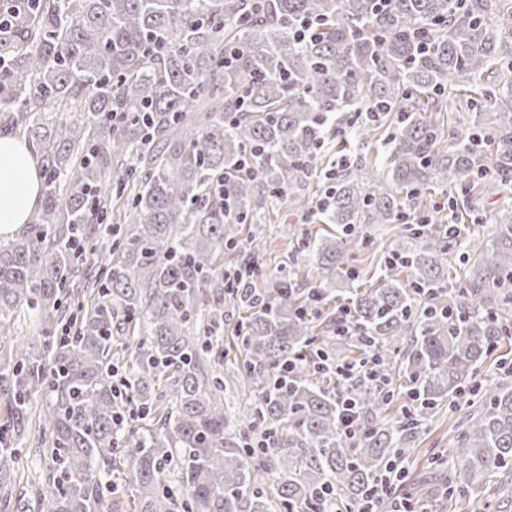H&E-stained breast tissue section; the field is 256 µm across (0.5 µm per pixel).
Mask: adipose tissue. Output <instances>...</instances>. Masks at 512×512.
<instances>
[{
	"label": "adipose tissue",
	"instance_id": "1",
	"mask_svg": "<svg viewBox=\"0 0 512 512\" xmlns=\"http://www.w3.org/2000/svg\"><path fill=\"white\" fill-rule=\"evenodd\" d=\"M42 188L28 143L0 133V237L28 222Z\"/></svg>",
	"mask_w": 512,
	"mask_h": 512
}]
</instances>
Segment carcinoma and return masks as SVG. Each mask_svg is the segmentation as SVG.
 Here are the masks:
<instances>
[{
  "label": "carcinoma",
  "instance_id": "1",
  "mask_svg": "<svg viewBox=\"0 0 512 512\" xmlns=\"http://www.w3.org/2000/svg\"><path fill=\"white\" fill-rule=\"evenodd\" d=\"M0 15V124L45 175L40 209L0 244V395L25 416L46 384V512H98L118 463L133 512H355L420 422L460 399L476 408L448 475L410 501L448 512L512 487V374L475 382L512 335V205L474 216L491 224L478 241L401 223L422 191L512 185V0H0ZM453 101L465 115L448 128ZM383 125V154L324 189L333 228L299 244L307 287H228L239 226L302 202L336 135L359 148ZM111 210L110 260L66 315L75 254ZM362 224L394 232L369 289L350 266ZM226 294L246 310L239 384L258 393L243 420L214 351ZM25 311L34 341L15 334ZM353 354L377 356L383 387L314 366ZM342 393L360 417L349 435ZM402 396L416 407L375 420ZM156 413L127 444L129 422ZM19 460L0 454V484ZM0 512L30 510L5 490Z\"/></svg>",
  "mask_w": 512,
  "mask_h": 512
}]
</instances>
